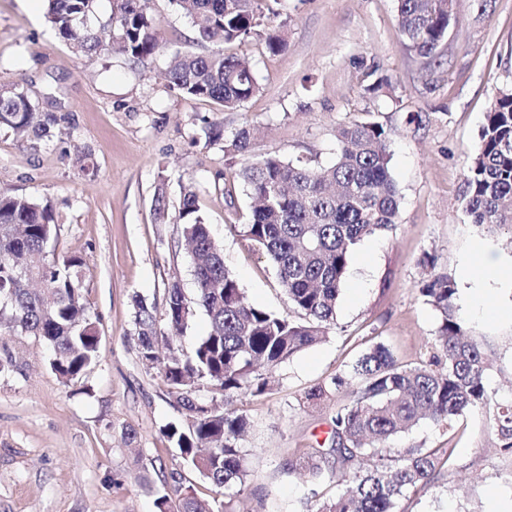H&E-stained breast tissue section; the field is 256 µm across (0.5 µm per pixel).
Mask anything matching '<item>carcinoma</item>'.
Listing matches in <instances>:
<instances>
[{"instance_id": "carcinoma-1", "label": "carcinoma", "mask_w": 512, "mask_h": 512, "mask_svg": "<svg viewBox=\"0 0 512 512\" xmlns=\"http://www.w3.org/2000/svg\"><path fill=\"white\" fill-rule=\"evenodd\" d=\"M45 17L57 37L87 56L117 49L132 62L155 53L159 37L142 0H111L110 13L97 14V0H45ZM261 0H169L191 24L196 39L219 36L243 44L263 22ZM399 30L417 55L440 54L452 23L451 0H396ZM271 53L287 42L279 28L265 36ZM169 87L185 100H208L233 109L259 85L250 62L222 50L209 54L177 52L167 70ZM50 116L24 88L0 82V126L16 133L49 135ZM336 160L319 167L307 157L268 156L243 160L236 176L254 206L244 224L246 236L276 269L294 318L250 303L224 266L223 249L199 206V189L183 186L177 220L190 248L193 296L180 283L165 289L167 329L180 336L203 310L209 331L184 352L163 355L165 333L155 307L135 297L133 317L139 360L158 370L168 395L186 416L164 426L183 461L224 499L187 494L171 501L157 496L160 512H235L234 498L245 491L248 471L237 442L248 426L231 407L233 398L267 390L262 370L328 336L354 247L362 239L393 229L401 197L391 173L389 132L373 120L336 127ZM250 129L237 131L224 152L244 156ZM463 198L472 223L489 232L505 231L512 245V87L502 88L486 112L479 145L464 180ZM57 218L47 200L0 191V331L41 339L50 366L63 380L85 372L98 354L100 337L80 300L77 256L49 258ZM455 281L433 276L422 296L437 312V345L442 356L430 364H402L382 342L353 364L349 377L335 375L330 387L350 382L355 390L333 419L331 448L299 458L315 476L333 459L344 488L316 502L311 512H395L410 491L431 483L437 450L407 448L394 455L390 441L428 419L451 425L470 412L484 413L497 447L512 449V399L488 388L492 367L487 347L467 334L453 305ZM220 393L224 406L195 398V389Z\"/></svg>"}]
</instances>
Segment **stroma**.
<instances>
[{
    "label": "stroma",
    "instance_id": "stroma-1",
    "mask_svg": "<svg viewBox=\"0 0 512 512\" xmlns=\"http://www.w3.org/2000/svg\"><path fill=\"white\" fill-rule=\"evenodd\" d=\"M148 7L161 47L133 63L112 52L74 53L46 24L42 0L31 9L25 0H0V80L19 83L57 118L41 139L0 127V190L52 202L54 255L81 258V301L100 336L96 363L66 383L38 338L0 333V512H158L160 490L213 497L162 433L183 414L139 360L132 317L134 295L160 311L172 281L194 291L175 219L189 178L248 300L290 310L271 261L245 235V186L221 144L203 143L211 123L224 141L253 128L249 157L304 156L327 166L336 156V126L374 119L391 133L401 196L396 228L354 248L328 337L279 364L264 394L234 397L233 408L249 422L238 441L248 471L239 512H309L336 492L335 479L312 478L294 463L330 448L333 418L351 389L317 402L307 395L348 374L376 342L405 364L437 354V317L420 293L431 275L455 278L459 319L493 351L487 382L512 395V296L490 294L501 313L487 319L459 279L477 242L512 259L505 236L472 224L463 203L485 114L499 89L512 86V0H489L483 13L476 0H455L457 23L433 59L407 47L396 0H262L287 47L269 53L260 36L236 46L254 65L260 90L233 110L170 91L171 53L204 54L216 45L197 42L168 0ZM372 72L389 78L375 96L362 90ZM160 192L171 213L164 224L153 214ZM126 428L133 442L123 441ZM392 446L452 453L430 485L399 501L398 512H512V453L493 447L484 414L449 428L420 422ZM143 466L153 490L136 480Z\"/></svg>",
    "mask_w": 512,
    "mask_h": 512
}]
</instances>
